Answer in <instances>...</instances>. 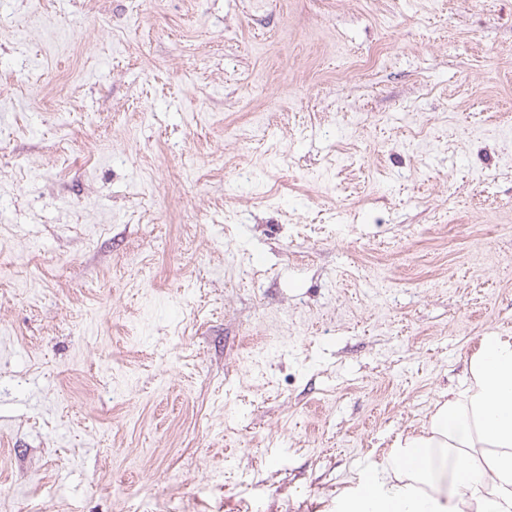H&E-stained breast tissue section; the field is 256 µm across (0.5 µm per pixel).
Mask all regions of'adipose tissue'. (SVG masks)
Returning a JSON list of instances; mask_svg holds the SVG:
<instances>
[{
    "mask_svg": "<svg viewBox=\"0 0 512 512\" xmlns=\"http://www.w3.org/2000/svg\"><path fill=\"white\" fill-rule=\"evenodd\" d=\"M335 512H512V336L483 337L428 424L337 494Z\"/></svg>",
    "mask_w": 512,
    "mask_h": 512,
    "instance_id": "obj_1",
    "label": "adipose tissue"
}]
</instances>
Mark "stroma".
Listing matches in <instances>:
<instances>
[{
  "label": "stroma",
  "instance_id": "stroma-1",
  "mask_svg": "<svg viewBox=\"0 0 512 512\" xmlns=\"http://www.w3.org/2000/svg\"><path fill=\"white\" fill-rule=\"evenodd\" d=\"M512 335V0H0V512H334Z\"/></svg>",
  "mask_w": 512,
  "mask_h": 512
}]
</instances>
